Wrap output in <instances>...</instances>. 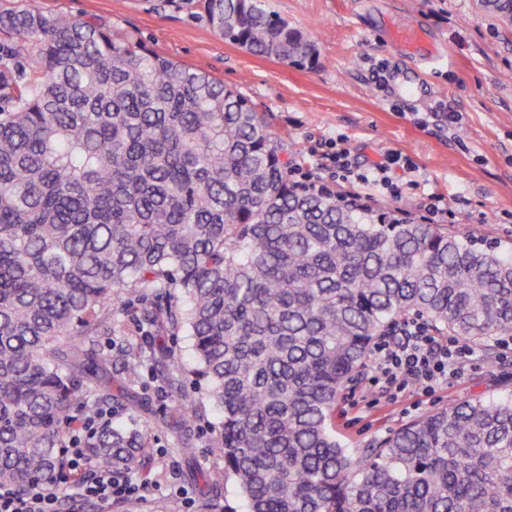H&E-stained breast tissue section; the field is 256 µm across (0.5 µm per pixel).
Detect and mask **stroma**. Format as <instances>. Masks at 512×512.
Here are the masks:
<instances>
[{
	"mask_svg": "<svg viewBox=\"0 0 512 512\" xmlns=\"http://www.w3.org/2000/svg\"><path fill=\"white\" fill-rule=\"evenodd\" d=\"M271 11L310 34V61L293 65L248 53L210 30L200 10L167 0H0V9L27 6L45 13L94 19L131 34L148 48L238 88L261 112L285 155L315 181L329 182L321 155L343 138L356 159L394 150L413 169L394 168L402 197L391 201L374 187L362 201L398 205L417 214L423 194L435 193L461 218L455 230L478 245L512 252V22L491 18L477 0H266ZM419 26L447 58L406 55L391 40L393 27ZM407 68L423 83L414 98L397 97L392 75ZM461 113L459 123L445 115ZM151 294L122 299L108 312L127 337H142L146 315L169 309ZM157 355L175 352L178 386L161 388L162 367H144L134 393L149 442L134 472L144 495L114 502L112 512H222L234 487L212 491L203 476L224 461L216 450L221 415L199 387L187 328L169 322L147 338ZM464 375L435 394H379L367 375L353 381L336 406L335 430L346 447L360 450L403 424L464 396L512 395V357L493 340L475 346ZM197 407L187 435L171 429L183 402Z\"/></svg>",
	"mask_w": 512,
	"mask_h": 512,
	"instance_id": "stroma-1",
	"label": "stroma"
}]
</instances>
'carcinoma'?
I'll use <instances>...</instances> for the list:
<instances>
[{
    "instance_id": "1",
    "label": "carcinoma",
    "mask_w": 512,
    "mask_h": 512,
    "mask_svg": "<svg viewBox=\"0 0 512 512\" xmlns=\"http://www.w3.org/2000/svg\"><path fill=\"white\" fill-rule=\"evenodd\" d=\"M212 31L301 64L309 34L265 0H197ZM512 20V0H481ZM24 80L0 71V481L63 468L62 422L139 381L143 343L106 356L101 315L153 288L181 300L195 376L221 412L242 512H512V396H466L362 451L336 405L376 339L414 313L471 344L512 330V254L330 192L296 188L237 89L106 24L0 10ZM136 419L93 431L94 467L131 470Z\"/></svg>"
}]
</instances>
